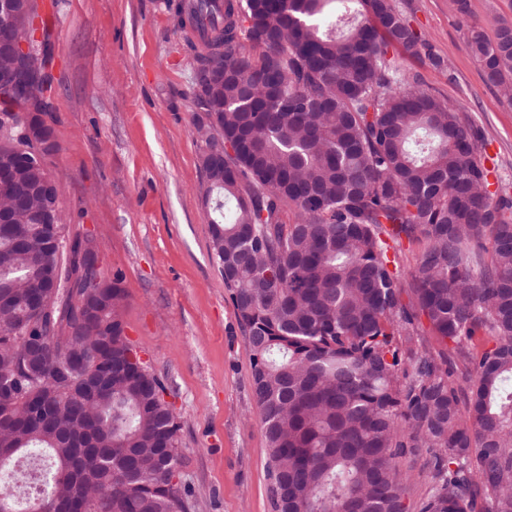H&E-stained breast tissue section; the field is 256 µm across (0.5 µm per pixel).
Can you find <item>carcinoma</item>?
<instances>
[{
  "mask_svg": "<svg viewBox=\"0 0 512 512\" xmlns=\"http://www.w3.org/2000/svg\"><path fill=\"white\" fill-rule=\"evenodd\" d=\"M14 42L42 52L34 0H12ZM198 90L194 128L211 250L251 358L272 512H406L401 462L425 451L419 512H512V197L478 159L481 132L400 59L440 55L395 0H182ZM490 84L512 79V25L467 26ZM0 99V471L33 448L48 492L7 512H193L179 424L124 329L125 291L44 220L45 163L20 167L30 99ZM223 138L211 151L203 120ZM294 220L288 221V211ZM420 245L405 266L402 239ZM411 294L409 304L403 294ZM452 344L432 350L415 320ZM91 350V386L64 363Z\"/></svg>",
  "mask_w": 512,
  "mask_h": 512,
  "instance_id": "cac0c4a2",
  "label": "carcinoma"
}]
</instances>
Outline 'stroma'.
I'll return each mask as SVG.
<instances>
[{"label": "stroma", "mask_w": 512, "mask_h": 512, "mask_svg": "<svg viewBox=\"0 0 512 512\" xmlns=\"http://www.w3.org/2000/svg\"><path fill=\"white\" fill-rule=\"evenodd\" d=\"M444 57L403 59L478 127V155L512 183V100L487 84L465 32L512 22V0H396ZM51 31L61 220L95 233L109 273L122 276L128 339L164 381L179 415L182 477L194 512H271L266 443L245 336L210 249L200 109L171 0H37Z\"/></svg>", "instance_id": "obj_1"}]
</instances>
